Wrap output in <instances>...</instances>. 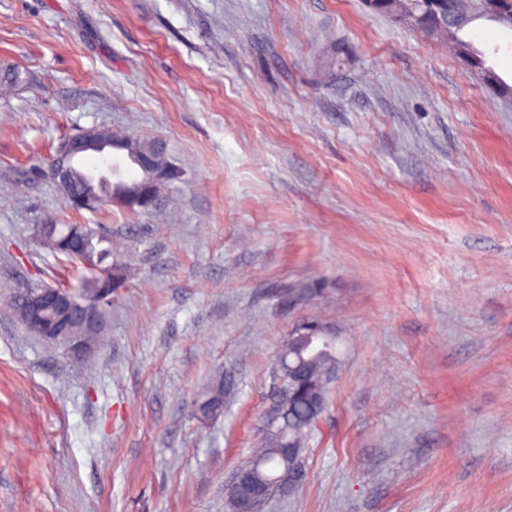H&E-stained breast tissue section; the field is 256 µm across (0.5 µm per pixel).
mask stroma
Listing matches in <instances>:
<instances>
[{
	"label": "stroma",
	"mask_w": 512,
	"mask_h": 512,
	"mask_svg": "<svg viewBox=\"0 0 512 512\" xmlns=\"http://www.w3.org/2000/svg\"><path fill=\"white\" fill-rule=\"evenodd\" d=\"M470 37L512 82V34ZM0 512H232L281 346L341 363L266 512H512V104L362 0H0ZM92 125L164 140L156 208L71 211ZM101 224L122 288L85 361L7 300L60 284L37 224ZM224 413L193 416L217 370ZM169 157V154H167L166 156L158 158V166L165 177L161 181H159V178L154 180L157 173L156 171H150L144 177L146 183L145 189L150 187L151 184L157 183L159 192L162 186L171 185L181 180L182 171L169 160Z\"/></svg>",
	"instance_id": "1"
}]
</instances>
